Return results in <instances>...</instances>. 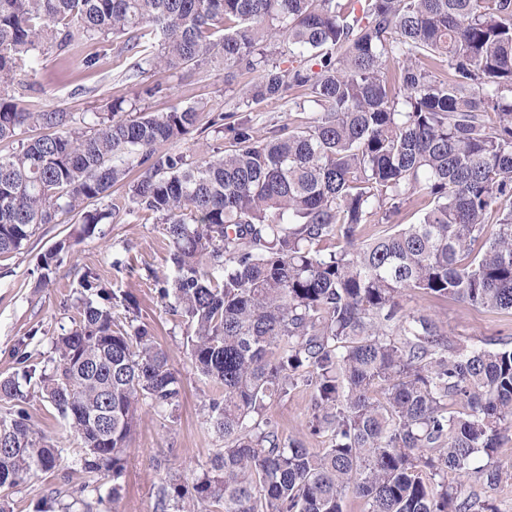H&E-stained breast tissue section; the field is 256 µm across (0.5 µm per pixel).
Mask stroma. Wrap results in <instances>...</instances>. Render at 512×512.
I'll return each mask as SVG.
<instances>
[{
    "label": "stroma",
    "mask_w": 512,
    "mask_h": 512,
    "mask_svg": "<svg viewBox=\"0 0 512 512\" xmlns=\"http://www.w3.org/2000/svg\"><path fill=\"white\" fill-rule=\"evenodd\" d=\"M101 53L97 68L85 69L84 57ZM128 59L116 50L102 51L95 40H75L67 62L54 55L41 58L33 76L35 89L16 92L19 107H58L72 112L76 120H92L113 99L122 97L149 112H164L174 102L206 103L207 109L181 139L166 143V151L194 157L197 147L225 148L229 145L224 127L214 124L216 112L235 110L248 78L238 75L225 80L218 64L188 68L172 73L152 69L134 79L125 76ZM313 106L297 108L284 102L263 104L248 118L256 137L265 138L281 128L308 125ZM73 219L58 216L56 223L42 224L17 252L0 258V376L16 371V352L26 348L37 360L52 357V342L72 327L77 316L80 282L85 270L98 272L116 297L133 294L139 304L138 323L152 328L156 341L170 354L172 370L181 381L183 395L175 412L158 413L142 407L129 445L127 470L122 479L119 502H112V482L102 479L98 488L85 492L91 512H156L158 491L172 475L192 481L205 472L224 441L202 420L201 408L212 393L192 366L184 346L186 328L162 300L154 282L167 271L169 253L163 227L155 220L144 221L119 213L111 223L99 225L95 234L73 238ZM69 240L51 268H43L41 257L61 240ZM410 311L436 316L451 335L472 343L490 337L512 338V313L484 311L466 304L437 302L421 295L404 298ZM36 430L62 448L64 471L53 476L33 477L13 489L0 492L8 512H62L70 498L69 478L79 475L77 446L63 421L40 393H32L25 405ZM310 411L308 390L297 388L274 399L271 417L285 434L305 439L312 448H323L326 438L309 436L306 421ZM504 475L502 483L465 484L464 494L476 493L494 501L499 512H512V439L502 441L493 457Z\"/></svg>",
    "instance_id": "35a3bbf8"
}]
</instances>
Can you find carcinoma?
I'll list each match as a JSON object with an SVG mask.
<instances>
[{
    "mask_svg": "<svg viewBox=\"0 0 512 512\" xmlns=\"http://www.w3.org/2000/svg\"><path fill=\"white\" fill-rule=\"evenodd\" d=\"M77 37L122 40L133 76L220 60L254 75L245 106L294 90L317 114L263 140L242 119L229 149L190 162L161 146L189 132L198 103L127 117L119 98L85 128L18 107L10 92ZM20 135L0 156L1 257L63 212L91 235L120 212L90 205L126 182L129 157L141 173L128 212L164 225L158 293L187 324L224 448L192 486L169 479L159 512H343L350 488L367 512H497L461 490L502 481L476 462L512 432V343L466 344L400 298L512 311V0H0V141ZM415 194L428 199L418 222L358 241ZM330 240L342 246L326 253ZM82 287L100 302L55 339L53 366L22 352L0 380V488L62 463L23 408L27 385L69 426L81 471L112 478L114 501L141 406L179 404L136 299L123 324L96 272ZM300 383L325 448L268 416Z\"/></svg>",
    "mask_w": 512,
    "mask_h": 512,
    "instance_id": "1",
    "label": "carcinoma"
}]
</instances>
